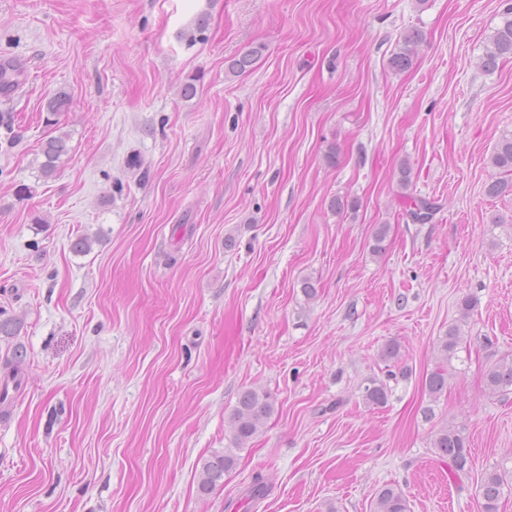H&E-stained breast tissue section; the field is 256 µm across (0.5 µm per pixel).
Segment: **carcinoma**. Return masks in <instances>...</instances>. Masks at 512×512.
I'll return each instance as SVG.
<instances>
[{
    "mask_svg": "<svg viewBox=\"0 0 512 512\" xmlns=\"http://www.w3.org/2000/svg\"><path fill=\"white\" fill-rule=\"evenodd\" d=\"M421 41V34L412 30L404 35L391 57V65L396 70H405L412 65L415 47ZM259 54V49H251L230 60L228 72L232 75L246 71ZM512 57V4L503 16L502 24L495 30L481 58V66L487 70L498 67L501 60ZM19 67L12 62L0 63V92L9 91L15 84ZM66 133L51 136L41 145L44 161L40 166L44 177L53 176L58 164L68 153ZM491 166L501 173L512 176V135L500 140L493 152ZM437 210L436 202L426 197H412L406 203V214L414 224H426L433 219ZM472 307L469 299L464 298L459 304L460 318L448 325V332L440 340V363L428 377L425 387L429 396L435 398L448 388V378L454 370L452 361L457 358L463 341L461 325ZM486 387L491 394L505 393L512 390V359L501 360L491 367L485 378ZM363 398L371 406L381 407L387 403V388L384 384L372 380L364 387ZM273 405L270 394L265 391L248 389L244 391L232 415L233 447L224 449L222 454H214L202 460L198 490L201 495L210 494L224 480V472L231 469L236 461V451L243 449L262 429L265 420L271 414ZM436 456L448 462L451 472L459 477L469 472L471 453L468 438L463 430L454 426L438 429L432 440ZM512 483V468L496 466L482 477L478 496L481 499L482 512H498L499 501L506 485ZM373 512H408V502L403 493L386 486L379 490Z\"/></svg>",
    "mask_w": 512,
    "mask_h": 512,
    "instance_id": "carcinoma-1",
    "label": "carcinoma"
}]
</instances>
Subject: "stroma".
<instances>
[{
  "instance_id": "stroma-1",
  "label": "stroma",
  "mask_w": 512,
  "mask_h": 512,
  "mask_svg": "<svg viewBox=\"0 0 512 512\" xmlns=\"http://www.w3.org/2000/svg\"><path fill=\"white\" fill-rule=\"evenodd\" d=\"M505 8L0 0V62L22 72L0 127V318L17 324L0 335V512H373L387 485L409 512H481L482 476L512 457V393L485 384L512 356V191H485L512 134V59L478 65ZM408 29L423 40L397 71ZM59 130L70 150L46 179ZM405 162L430 223L405 215ZM371 379L382 407L363 401ZM250 388L274 410L201 495L199 463L230 447ZM444 425L468 436L467 475L430 446ZM68 139V134L62 132L57 136H50L42 143L41 154L45 160L40 171L45 178L52 177L57 172L61 158L68 153ZM472 307L469 299H462L459 304L460 318L448 325V332L440 340V363L428 377L425 387L432 398H437L448 388V378L454 370L452 361L458 360V349L463 341L461 325L464 323Z\"/></svg>"
}]
</instances>
